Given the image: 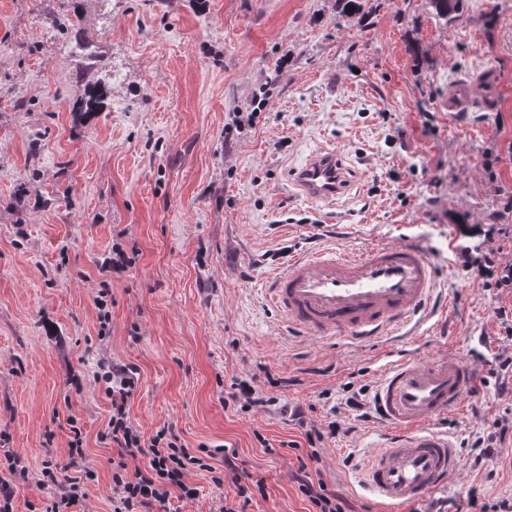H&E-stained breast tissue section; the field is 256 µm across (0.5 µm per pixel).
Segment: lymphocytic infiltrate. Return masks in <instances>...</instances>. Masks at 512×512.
Here are the masks:
<instances>
[{
    "label": "lymphocytic infiltrate",
    "mask_w": 512,
    "mask_h": 512,
    "mask_svg": "<svg viewBox=\"0 0 512 512\" xmlns=\"http://www.w3.org/2000/svg\"><path fill=\"white\" fill-rule=\"evenodd\" d=\"M101 379L111 402L108 436L118 451L112 464V512H153L171 496L192 499L196 490L187 477L191 469L204 468L202 458L191 455L172 428L144 437L133 423L128 402L139 382L137 368L128 364L103 365ZM143 457L147 472H130L129 460Z\"/></svg>",
    "instance_id": "lymphocytic-infiltrate-1"
}]
</instances>
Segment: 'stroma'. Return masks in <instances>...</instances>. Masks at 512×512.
<instances>
[{
    "label": "stroma",
    "instance_id": "35a3bbf8",
    "mask_svg": "<svg viewBox=\"0 0 512 512\" xmlns=\"http://www.w3.org/2000/svg\"><path fill=\"white\" fill-rule=\"evenodd\" d=\"M361 2L367 14L343 0H0V470L13 457L25 469L13 512H41L54 493L42 471L71 462L77 429V467L95 477L73 512H111L104 358L137 367L129 410L144 436L169 425L192 455L236 450L262 483L241 512H313L295 479L306 451L290 443L333 417L344 431L309 473L351 512H381L352 489L381 424L345 401L372 394L388 356H456L473 367L465 410L437 426L466 465L393 512L512 498V454L490 447L493 421L512 418V375L498 369L512 339L496 316L512 292L484 287L474 263L512 255V156L484 167L512 141V0H463L447 26L427 0ZM87 62L111 88L94 113L75 108ZM487 68L496 111H449V84ZM261 88L269 105L249 115ZM325 148L350 189L306 199L290 171ZM404 241L430 257L446 325L397 344L302 337L268 300L294 256ZM116 242L134 263L107 277ZM245 378L270 406L228 403ZM211 464L191 470L197 496L173 512H220L230 489L213 478L223 460Z\"/></svg>",
    "mask_w": 512,
    "mask_h": 512
}]
</instances>
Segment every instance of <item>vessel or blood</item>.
I'll return each instance as SVG.
<instances>
[{"label": "vessel or blood", "instance_id": "1", "mask_svg": "<svg viewBox=\"0 0 512 512\" xmlns=\"http://www.w3.org/2000/svg\"><path fill=\"white\" fill-rule=\"evenodd\" d=\"M493 70L448 89V109L493 111ZM292 181L304 194L327 199L342 194L347 179L333 152L295 169ZM429 257L410 244H373L358 253L326 248L291 260L271 288L274 308L290 326L322 338L356 342L391 338L420 323L429 309L441 315L450 302L434 303ZM471 367L455 357L404 355L384 369L373 404L387 426L385 444L360 466L362 488L382 506L420 499L458 474L463 458L447 432L432 423L461 409Z\"/></svg>", "mask_w": 512, "mask_h": 512}]
</instances>
